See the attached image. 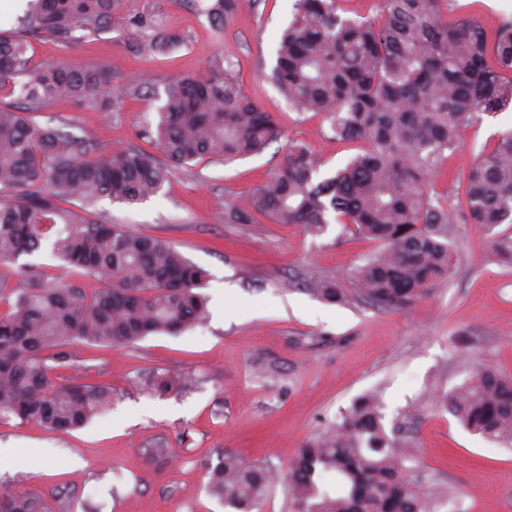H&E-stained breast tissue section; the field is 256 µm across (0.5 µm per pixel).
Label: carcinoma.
Wrapping results in <instances>:
<instances>
[{
	"label": "carcinoma",
	"instance_id": "1",
	"mask_svg": "<svg viewBox=\"0 0 512 512\" xmlns=\"http://www.w3.org/2000/svg\"><path fill=\"white\" fill-rule=\"evenodd\" d=\"M122 0H29L22 28L0 32V89L19 90L22 104L0 106V264L15 265L16 285L0 284V423L80 429L104 412L112 389L78 381L57 385L51 359L74 343L134 344L176 335L200 322L207 273L169 241L105 224L62 204L106 196L133 205L154 195L171 165L231 161L259 154L282 131L242 89L232 64L216 57L206 76L164 87L155 124L140 136L162 163L136 148L106 150L77 141L29 114L58 100L118 102L112 69L35 65L30 39H74L107 26ZM442 0H379L375 16L338 14L337 0H296L269 79L302 112L326 116L332 138L362 152L330 176L310 147L292 142L267 181L230 206L239 223L261 216L317 235L331 221L380 243L355 268L351 288L312 280L309 291L331 303L352 294L381 310H407L452 269L457 224L491 232L512 224V131L482 152L461 190L439 194L433 176L459 145L462 128L512 106V19L489 35L473 16L441 17ZM245 0H215L213 15L231 21ZM152 30L149 50L178 45ZM48 247L59 270L80 269L102 288L88 295L65 282L46 285L23 256ZM193 382L164 369L141 381L158 396ZM466 430L512 445V377L481 368L447 397ZM411 442L389 436L378 398L358 399L326 432L311 438L288 467L289 512H431L436 492L407 475ZM207 489L230 512H258L281 480L260 462L226 452L207 468ZM0 512H53L42 498L0 487Z\"/></svg>",
	"mask_w": 512,
	"mask_h": 512
}]
</instances>
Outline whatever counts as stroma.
Listing matches in <instances>:
<instances>
[{"mask_svg": "<svg viewBox=\"0 0 512 512\" xmlns=\"http://www.w3.org/2000/svg\"><path fill=\"white\" fill-rule=\"evenodd\" d=\"M213 2L125 0L109 26L78 40L45 35L31 42L36 63L107 64L130 89L115 107L62 100L35 113L37 123L74 139L154 152L139 131L154 122L165 84L207 74L218 56L276 116L282 136L249 158L173 168L158 194L139 204L72 202V209L174 244L207 273V314L176 336L69 347L67 361L53 368L55 383L108 386L112 406L69 433L0 424V448L15 451L0 463V485L64 499L68 512H225L206 476L224 452L286 472L307 439L376 392L386 428L415 445L410 477L446 491L433 512H512V448L467 432L445 403L476 365L512 376V262L495 252L493 234L462 224L450 277L411 309L380 310L354 296L335 304L308 292L316 278L347 284L379 243L339 224L317 235L261 217L234 224L225 205L262 184L290 142L311 147L328 172L358 146L332 139L322 115L290 105L269 79L295 0H247L226 26L208 17ZM135 14L152 15L177 48L148 53L147 36L125 23ZM510 130L512 108L464 128L435 191L463 181L478 155ZM161 369L190 373L195 382L178 394L144 392L141 378ZM156 444L170 456L146 457ZM32 448L37 456H29Z\"/></svg>", "mask_w": 512, "mask_h": 512, "instance_id": "1", "label": "stroma"}]
</instances>
